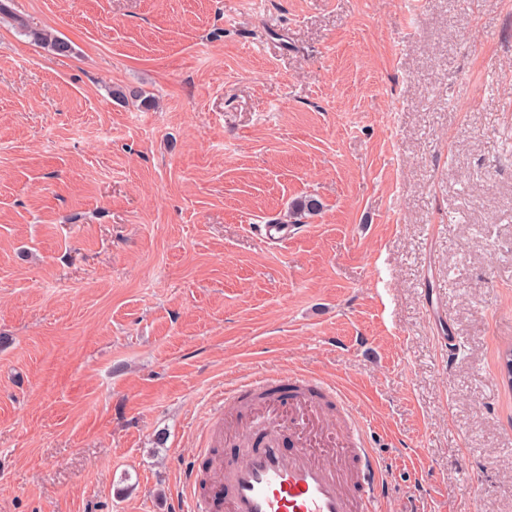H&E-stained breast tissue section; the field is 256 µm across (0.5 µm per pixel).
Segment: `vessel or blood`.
<instances>
[{
  "instance_id": "1",
  "label": "vessel or blood",
  "mask_w": 512,
  "mask_h": 512,
  "mask_svg": "<svg viewBox=\"0 0 512 512\" xmlns=\"http://www.w3.org/2000/svg\"><path fill=\"white\" fill-rule=\"evenodd\" d=\"M269 429L261 448L210 458L220 429L183 466L178 512H381L390 474L365 431L330 456L312 448V417L330 403L351 406L335 384L317 376H259L228 390L240 400L267 390Z\"/></svg>"
}]
</instances>
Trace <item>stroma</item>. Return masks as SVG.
<instances>
[{
    "label": "stroma",
    "instance_id": "1",
    "mask_svg": "<svg viewBox=\"0 0 512 512\" xmlns=\"http://www.w3.org/2000/svg\"><path fill=\"white\" fill-rule=\"evenodd\" d=\"M12 11L0 512H175L225 388L294 372L356 402L382 512H512V0ZM321 204L314 197H305L304 199L295 200L289 211V221L288 224H266L265 225V235L268 238H276L280 240L288 239V231L295 224H300L298 222L301 221L303 216L307 215H315L320 211ZM273 232V233H272ZM277 235V237H276Z\"/></svg>",
    "mask_w": 512,
    "mask_h": 512
}]
</instances>
